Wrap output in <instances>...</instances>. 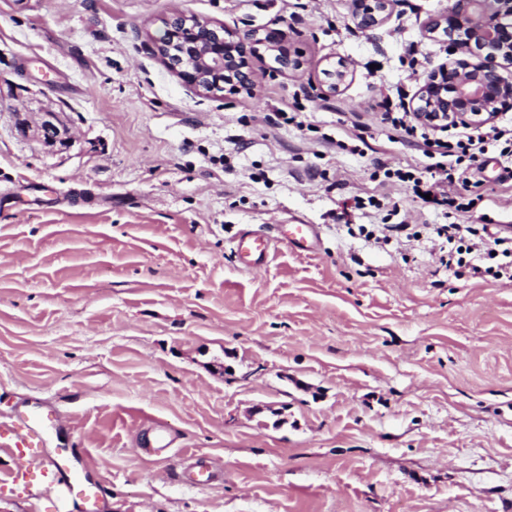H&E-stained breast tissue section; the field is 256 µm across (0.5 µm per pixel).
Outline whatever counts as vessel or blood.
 Returning <instances> with one entry per match:
<instances>
[{"mask_svg": "<svg viewBox=\"0 0 512 512\" xmlns=\"http://www.w3.org/2000/svg\"><path fill=\"white\" fill-rule=\"evenodd\" d=\"M276 235L243 233L234 240V251L246 267L260 271L267 267L272 251L277 244H285L297 251L315 252L319 245V231L314 224H280ZM68 426L59 417L31 411L15 421L10 432L14 448L36 449L40 474L48 485H61L69 494L77 497L84 512H104L101 481L91 480L87 474L85 459L74 449L59 442L58 436ZM57 440L56 448H49V440ZM171 440L167 426L158 420L151 421L143 447L155 455L165 454Z\"/></svg>", "mask_w": 512, "mask_h": 512, "instance_id": "b4317fda", "label": "vessel or blood"}]
</instances>
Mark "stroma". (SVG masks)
<instances>
[{
	"instance_id": "1",
	"label": "stroma",
	"mask_w": 512,
	"mask_h": 512,
	"mask_svg": "<svg viewBox=\"0 0 512 512\" xmlns=\"http://www.w3.org/2000/svg\"><path fill=\"white\" fill-rule=\"evenodd\" d=\"M454 2L392 0L366 30L351 0H0V422L35 398L70 422L107 512H512V283L346 229L444 221L374 163H426L380 104L415 106L456 60L425 34ZM176 13L278 31L299 66L260 46L251 92L197 94L154 53ZM296 105L307 130L278 117ZM48 112L67 148L19 132ZM476 177L477 214L512 225L495 154ZM356 195L400 211L339 221ZM300 223L316 252L254 272L231 248ZM147 419L172 427L168 460L139 448ZM14 467L0 447V512H77Z\"/></svg>"
}]
</instances>
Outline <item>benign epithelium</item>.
I'll return each mask as SVG.
<instances>
[{
	"label": "benign epithelium",
	"instance_id": "benign-epithelium-1",
	"mask_svg": "<svg viewBox=\"0 0 512 512\" xmlns=\"http://www.w3.org/2000/svg\"><path fill=\"white\" fill-rule=\"evenodd\" d=\"M391 0H355L354 18L365 29L379 26ZM434 33L451 38L454 51L475 54L480 61L449 63L421 87L419 121L444 125L461 121L483 126L508 102L512 104V80L501 70L512 66V0H460L431 25ZM262 44L275 52L286 68L298 63L288 56L276 31L252 30L228 33L214 24L183 14L164 21L163 34L154 40L157 56L179 78L202 94L221 92L224 85L249 89L253 86L248 47ZM23 134L42 141L60 135L58 126L45 120L36 127L19 123Z\"/></svg>",
	"mask_w": 512,
	"mask_h": 512
}]
</instances>
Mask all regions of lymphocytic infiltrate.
Here are the masks:
<instances>
[{
	"instance_id": "lymphocytic-infiltrate-1",
	"label": "lymphocytic infiltrate",
	"mask_w": 512,
	"mask_h": 512,
	"mask_svg": "<svg viewBox=\"0 0 512 512\" xmlns=\"http://www.w3.org/2000/svg\"><path fill=\"white\" fill-rule=\"evenodd\" d=\"M383 123L395 132L397 139L422 151L429 168L439 177L438 186L425 184L415 168H388L387 179L411 184L417 198H429L440 209L445 221L431 225L421 234L413 224L359 225L358 234L374 246L391 241H418L428 238L436 247L438 263L459 278H493L512 283V233L491 232L486 224L457 223L458 214L474 209L487 194L482 181L473 177L482 158L496 152L504 163L512 164V124L485 128L466 127L449 133L447 138H430L425 124L405 109L403 103L384 99Z\"/></svg>"
}]
</instances>
